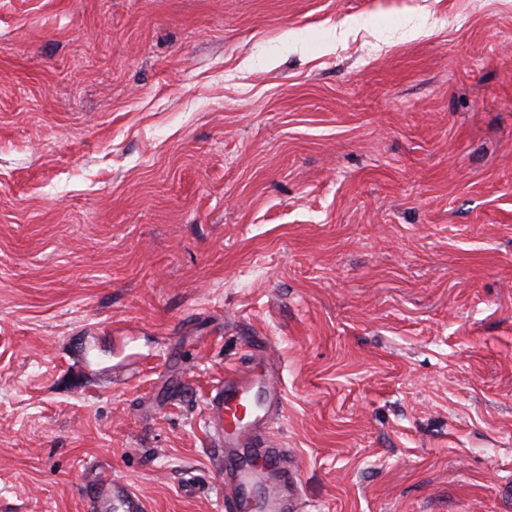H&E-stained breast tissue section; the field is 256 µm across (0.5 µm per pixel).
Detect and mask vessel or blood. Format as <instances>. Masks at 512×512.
I'll list each match as a JSON object with an SVG mask.
<instances>
[{
  "mask_svg": "<svg viewBox=\"0 0 512 512\" xmlns=\"http://www.w3.org/2000/svg\"><path fill=\"white\" fill-rule=\"evenodd\" d=\"M282 402L272 364L259 358L225 373L210 391L207 420L224 473L225 512H299L297 475L271 438ZM91 512H148V503L129 484L108 479L95 489Z\"/></svg>",
  "mask_w": 512,
  "mask_h": 512,
  "instance_id": "obj_1",
  "label": "vessel or blood"
}]
</instances>
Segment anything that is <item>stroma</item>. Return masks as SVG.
Masks as SVG:
<instances>
[{"instance_id":"35a3bbf8","label":"stroma","mask_w":512,"mask_h":512,"mask_svg":"<svg viewBox=\"0 0 512 512\" xmlns=\"http://www.w3.org/2000/svg\"><path fill=\"white\" fill-rule=\"evenodd\" d=\"M259 356L302 512H512V0H0V512H224ZM91 512H148V503L129 484L106 478L92 495Z\"/></svg>"}]
</instances>
